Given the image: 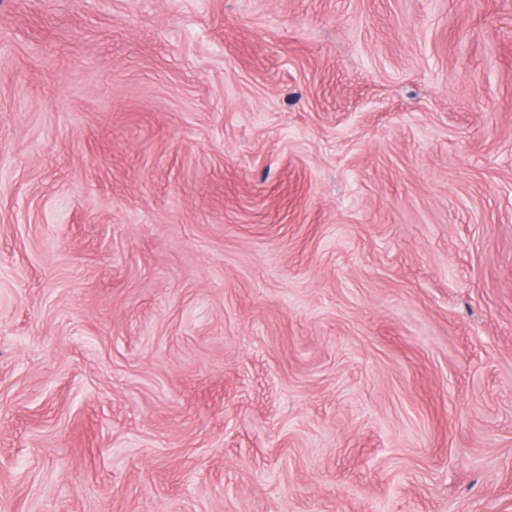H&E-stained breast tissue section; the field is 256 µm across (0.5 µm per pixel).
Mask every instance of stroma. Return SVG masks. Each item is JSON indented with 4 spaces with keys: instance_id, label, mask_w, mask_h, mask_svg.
<instances>
[{
    "instance_id": "1",
    "label": "stroma",
    "mask_w": 512,
    "mask_h": 512,
    "mask_svg": "<svg viewBox=\"0 0 512 512\" xmlns=\"http://www.w3.org/2000/svg\"><path fill=\"white\" fill-rule=\"evenodd\" d=\"M0 512H512V0H0Z\"/></svg>"
}]
</instances>
